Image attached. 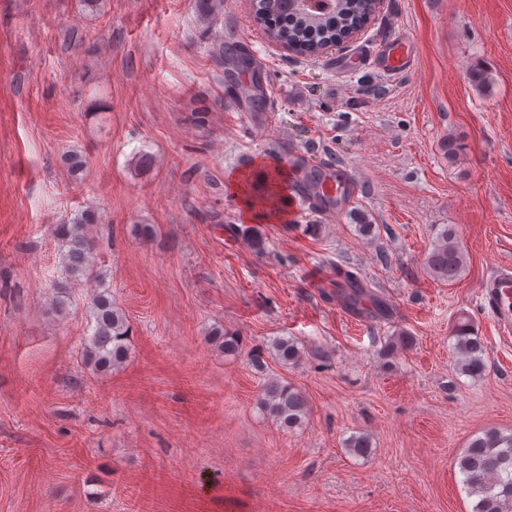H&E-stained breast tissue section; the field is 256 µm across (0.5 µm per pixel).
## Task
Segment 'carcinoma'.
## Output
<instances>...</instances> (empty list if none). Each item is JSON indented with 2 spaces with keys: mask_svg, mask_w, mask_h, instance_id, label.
Segmentation results:
<instances>
[{
  "mask_svg": "<svg viewBox=\"0 0 512 512\" xmlns=\"http://www.w3.org/2000/svg\"><path fill=\"white\" fill-rule=\"evenodd\" d=\"M195 8L205 22L224 10V0H195ZM295 0H279L273 18H257L266 25L267 35L275 41H285L307 56L316 53L326 41L342 37L348 30L360 25L370 12V0H335L337 6L322 12H307L294 6ZM215 60L238 63L244 59L237 48L217 43ZM442 154L450 161L456 160L463 145L453 137H445L439 144ZM64 162L75 177L82 174L87 162L76 150L67 152ZM98 216L83 211L64 224L54 228L55 238L61 247L62 259L72 281L102 282L104 275L95 263V245L91 227ZM465 264V254L453 230L446 228L432 244L424 257V267L435 280L452 282L457 279ZM336 275L343 278V299L352 308L367 296L363 282L356 274L340 267ZM91 334L83 347L84 358L98 369L109 370L125 363L128 358L129 327L125 316L112 302L111 292L104 288L91 299L89 306ZM455 367L471 378H480L487 371L485 346L474 335L467 319L454 327ZM209 342L226 355L246 354L257 370L265 371L263 350L246 348L243 337L222 328L213 329ZM272 355L282 365L295 364L301 357L297 343L290 338H277L271 342ZM257 404L276 425L292 430L302 426L309 416V406L303 393L287 379L270 373L265 376L257 397ZM348 452L357 457L368 455L371 448L369 436L358 434L346 441ZM456 465L463 476L468 496L475 499L472 512H512V432L488 429L469 441L456 458Z\"/></svg>",
  "mask_w": 512,
  "mask_h": 512,
  "instance_id": "carcinoma-1",
  "label": "carcinoma"
}]
</instances>
